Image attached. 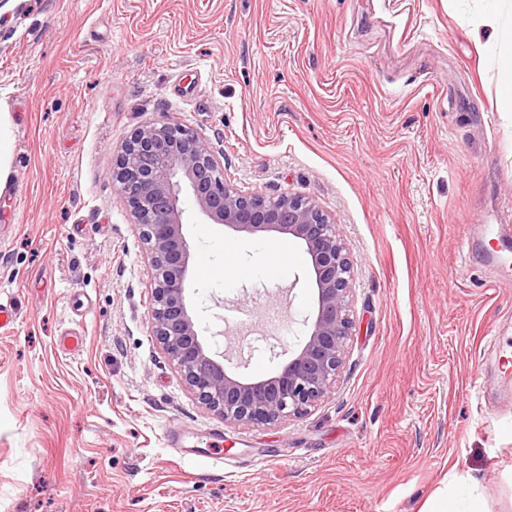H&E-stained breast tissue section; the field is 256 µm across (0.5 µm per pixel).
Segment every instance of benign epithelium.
<instances>
[{
    "mask_svg": "<svg viewBox=\"0 0 512 512\" xmlns=\"http://www.w3.org/2000/svg\"><path fill=\"white\" fill-rule=\"evenodd\" d=\"M112 179L140 227L151 272L149 325L179 368L190 393L230 426L272 424L318 405L344 367L355 321L353 263L339 225L310 200L244 193L224 180V151L182 124L137 128L122 145ZM215 224L238 233L288 234L305 247L317 288V308L304 319L303 341L276 375L251 379L214 358L186 303L191 251L184 227L182 185Z\"/></svg>",
    "mask_w": 512,
    "mask_h": 512,
    "instance_id": "benign-epithelium-1",
    "label": "benign epithelium"
}]
</instances>
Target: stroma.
<instances>
[{
    "mask_svg": "<svg viewBox=\"0 0 512 512\" xmlns=\"http://www.w3.org/2000/svg\"><path fill=\"white\" fill-rule=\"evenodd\" d=\"M499 11L498 30L480 19ZM512 0H6L0 110V512H421L450 475L512 512V281L463 262L512 226V121L495 39ZM174 120L224 177L298 194L340 226L355 331L329 396L230 427L150 333L140 229L112 182L131 133ZM186 300L203 334L282 294L297 348L305 250L244 238L186 202ZM234 245L226 258L225 245ZM83 336L73 354L61 333ZM14 138L9 112L0 113V195L4 194L12 181V153Z\"/></svg>",
    "mask_w": 512,
    "mask_h": 512,
    "instance_id": "35a3bbf8",
    "label": "stroma"
}]
</instances>
